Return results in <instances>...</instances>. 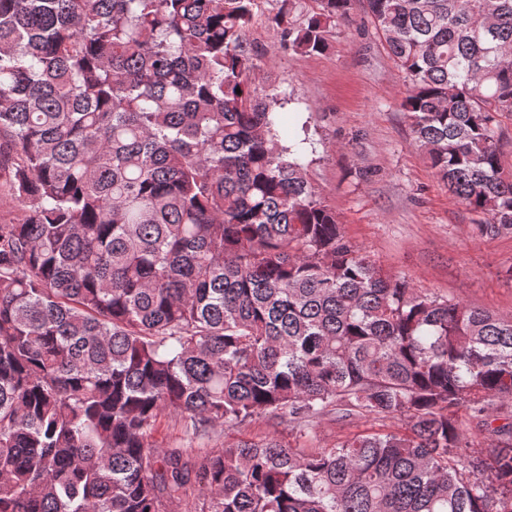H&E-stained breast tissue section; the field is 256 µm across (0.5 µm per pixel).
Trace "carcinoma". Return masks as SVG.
Masks as SVG:
<instances>
[{"label": "carcinoma", "mask_w": 512, "mask_h": 512, "mask_svg": "<svg viewBox=\"0 0 512 512\" xmlns=\"http://www.w3.org/2000/svg\"><path fill=\"white\" fill-rule=\"evenodd\" d=\"M313 56L351 0H267ZM258 0H0V512H512V318L352 243L307 123L260 96ZM415 145L512 230L498 117L512 0H365ZM218 425L379 423L304 448L151 443Z\"/></svg>", "instance_id": "1"}]
</instances>
